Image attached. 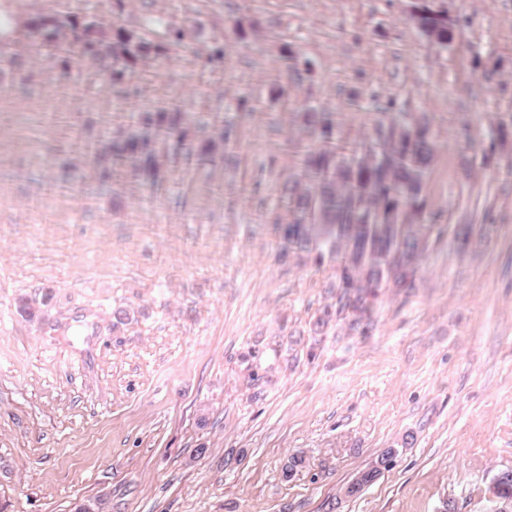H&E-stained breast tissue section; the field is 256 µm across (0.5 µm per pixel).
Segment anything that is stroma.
Returning <instances> with one entry per match:
<instances>
[{
  "instance_id": "obj_1",
  "label": "stroma",
  "mask_w": 512,
  "mask_h": 512,
  "mask_svg": "<svg viewBox=\"0 0 512 512\" xmlns=\"http://www.w3.org/2000/svg\"><path fill=\"white\" fill-rule=\"evenodd\" d=\"M412 7H0V24L63 13L184 34L120 84L78 47L0 44V512H494L489 486L512 469V0H435L445 45ZM388 104L435 137L418 289L384 302L372 336L322 337L311 361L288 330L332 270L279 262L275 233L316 146L298 114L335 111L352 147ZM171 106L207 135L232 125L223 156L178 158L158 186L118 163L100 182L102 142ZM47 291L33 320L19 314ZM119 307L130 324L113 326ZM390 448L393 466L343 497ZM294 454L306 466L283 480Z\"/></svg>"
}]
</instances>
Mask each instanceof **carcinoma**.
<instances>
[{
	"label": "carcinoma",
	"instance_id": "obj_1",
	"mask_svg": "<svg viewBox=\"0 0 512 512\" xmlns=\"http://www.w3.org/2000/svg\"><path fill=\"white\" fill-rule=\"evenodd\" d=\"M415 7L424 24L448 26L429 0ZM27 26L50 40L78 46L82 54L103 64L114 81L160 52L165 43L182 40L180 31L165 29L151 40L139 30L61 14L34 15ZM301 119L302 129L322 146L306 153L302 171L283 186L285 214L276 222L277 258L316 268L332 264L325 302L307 328L296 331L299 343L310 337L306 356L312 360L317 337L332 329L345 336H370L384 301L390 296L406 300L416 290L432 228L422 216L434 143L426 121H409L384 107L370 145L346 155L334 147L336 113L310 109L301 113ZM233 135V128L226 125L199 150L193 123L179 108L144 112L134 128L107 139L101 176H111L112 163L120 161L130 165L141 181L156 186L168 174L167 157L185 150L198 153L202 162H212ZM490 491L497 500L512 502V476L494 479Z\"/></svg>",
	"mask_w": 512,
	"mask_h": 512
}]
</instances>
